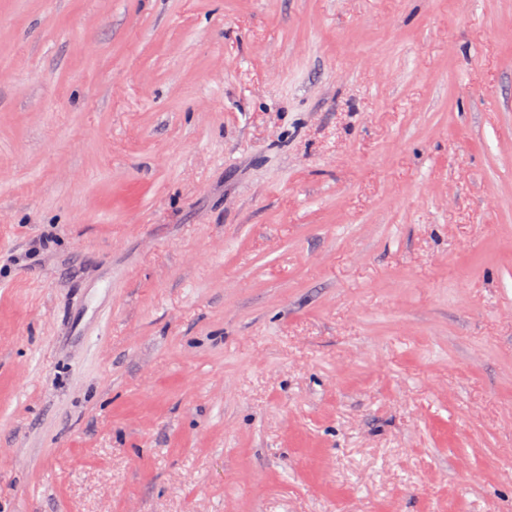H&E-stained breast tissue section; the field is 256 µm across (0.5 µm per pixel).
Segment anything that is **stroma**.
<instances>
[{"instance_id": "stroma-1", "label": "stroma", "mask_w": 512, "mask_h": 512, "mask_svg": "<svg viewBox=\"0 0 512 512\" xmlns=\"http://www.w3.org/2000/svg\"><path fill=\"white\" fill-rule=\"evenodd\" d=\"M512 0H0V512H512Z\"/></svg>"}]
</instances>
